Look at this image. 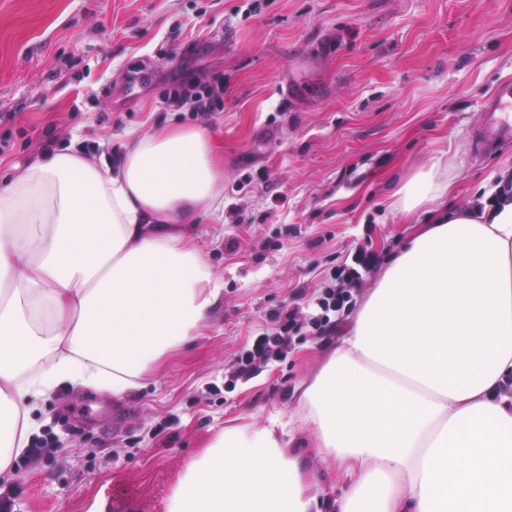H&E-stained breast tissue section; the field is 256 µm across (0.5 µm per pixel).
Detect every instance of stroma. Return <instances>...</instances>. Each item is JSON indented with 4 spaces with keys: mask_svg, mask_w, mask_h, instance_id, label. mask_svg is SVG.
Instances as JSON below:
<instances>
[{
    "mask_svg": "<svg viewBox=\"0 0 512 512\" xmlns=\"http://www.w3.org/2000/svg\"><path fill=\"white\" fill-rule=\"evenodd\" d=\"M0 0V172L71 146L112 163L128 136L208 126L224 155V208L195 235L223 283L198 336L136 387L47 393L0 483V512H165L225 422L296 410L345 335L305 331L233 379L283 306L310 314L331 268L364 247L355 304L414 225L388 209L397 182L447 152L465 206L512 170V144L478 146L482 107L512 82V0ZM173 49L171 60L159 59ZM224 82V108L163 105L166 78Z\"/></svg>",
    "mask_w": 512,
    "mask_h": 512,
    "instance_id": "35a3bbf8",
    "label": "stroma"
}]
</instances>
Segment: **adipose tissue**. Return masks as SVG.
Returning a JSON list of instances; mask_svg holds the SVG:
<instances>
[{
	"instance_id": "ef3b65f1",
	"label": "adipose tissue",
	"mask_w": 512,
	"mask_h": 512,
	"mask_svg": "<svg viewBox=\"0 0 512 512\" xmlns=\"http://www.w3.org/2000/svg\"><path fill=\"white\" fill-rule=\"evenodd\" d=\"M218 154L207 130L164 127L114 169L61 148L0 180V475L27 451L28 398L122 396L197 335L223 289L192 233L222 203ZM453 167L394 193L404 215L440 212L300 384L301 414L225 425L167 512H321L295 425L342 485L336 512H512V201L444 208Z\"/></svg>"
}]
</instances>
